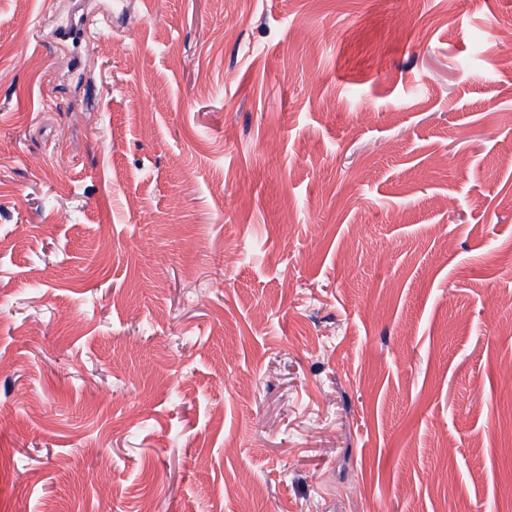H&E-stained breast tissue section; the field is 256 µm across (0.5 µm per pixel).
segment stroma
Returning a JSON list of instances; mask_svg holds the SVG:
<instances>
[{
    "instance_id": "1",
    "label": "stroma",
    "mask_w": 512,
    "mask_h": 512,
    "mask_svg": "<svg viewBox=\"0 0 512 512\" xmlns=\"http://www.w3.org/2000/svg\"><path fill=\"white\" fill-rule=\"evenodd\" d=\"M88 2L0 0V512H512V0Z\"/></svg>"
}]
</instances>
